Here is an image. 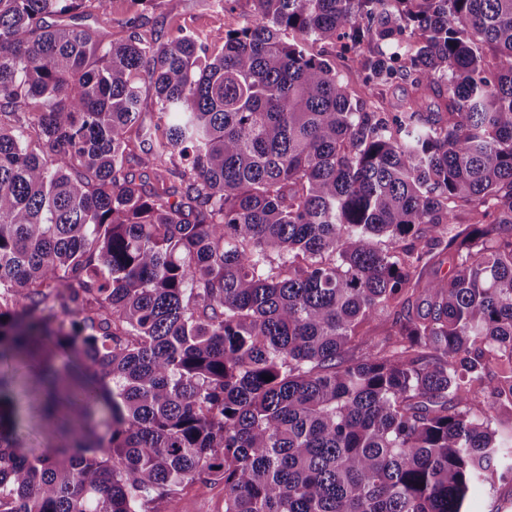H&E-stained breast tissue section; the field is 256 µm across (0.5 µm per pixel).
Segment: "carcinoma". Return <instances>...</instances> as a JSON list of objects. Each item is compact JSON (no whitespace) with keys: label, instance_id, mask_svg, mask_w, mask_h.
Segmentation results:
<instances>
[{"label":"carcinoma","instance_id":"1","mask_svg":"<svg viewBox=\"0 0 512 512\" xmlns=\"http://www.w3.org/2000/svg\"><path fill=\"white\" fill-rule=\"evenodd\" d=\"M253 2L210 48L0 0V512L512 484V0ZM221 506L222 493L218 490L208 492L193 486L188 488L182 498L175 503L174 510L175 512H224Z\"/></svg>","mask_w":512,"mask_h":512}]
</instances>
